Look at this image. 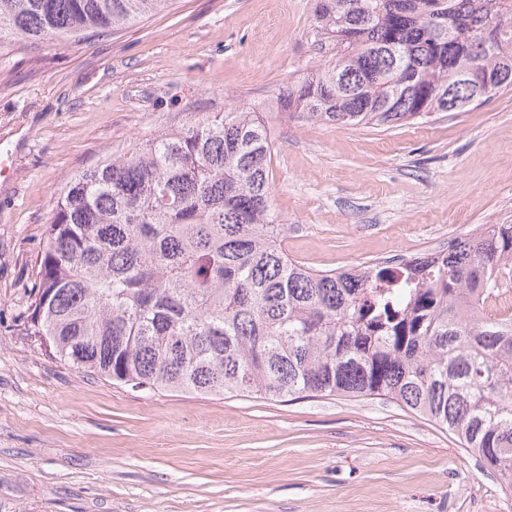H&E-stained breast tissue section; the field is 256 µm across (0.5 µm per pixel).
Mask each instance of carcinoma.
<instances>
[{"instance_id":"cac0c4a2","label":"carcinoma","mask_w":512,"mask_h":512,"mask_svg":"<svg viewBox=\"0 0 512 512\" xmlns=\"http://www.w3.org/2000/svg\"><path fill=\"white\" fill-rule=\"evenodd\" d=\"M168 0H0V45L105 34ZM336 61L269 109L393 127L512 90V0H317ZM271 130L235 105L70 177L28 332L58 360L149 392L384 398L457 434L512 491V224L445 252L315 270L273 212Z\"/></svg>"}]
</instances>
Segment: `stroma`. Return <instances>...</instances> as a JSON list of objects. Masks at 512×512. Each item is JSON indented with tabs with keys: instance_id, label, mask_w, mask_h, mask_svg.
I'll list each match as a JSON object with an SVG mask.
<instances>
[{
	"instance_id": "obj_1",
	"label": "stroma",
	"mask_w": 512,
	"mask_h": 512,
	"mask_svg": "<svg viewBox=\"0 0 512 512\" xmlns=\"http://www.w3.org/2000/svg\"><path fill=\"white\" fill-rule=\"evenodd\" d=\"M317 0H169L116 33L0 46V512H512L454 434L381 399L148 393L27 332L66 181L170 124L262 108L331 61ZM273 209L317 270L512 224V91L385 130L269 120Z\"/></svg>"
}]
</instances>
